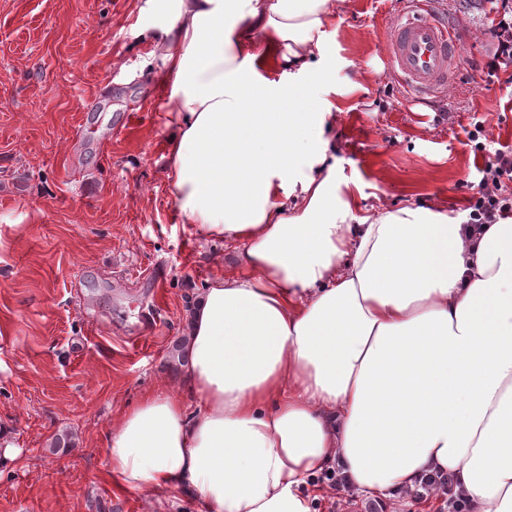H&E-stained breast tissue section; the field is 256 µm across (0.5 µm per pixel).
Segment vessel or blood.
Segmentation results:
<instances>
[{"instance_id": "vessel-or-blood-1", "label": "vessel or blood", "mask_w": 512, "mask_h": 512, "mask_svg": "<svg viewBox=\"0 0 512 512\" xmlns=\"http://www.w3.org/2000/svg\"><path fill=\"white\" fill-rule=\"evenodd\" d=\"M435 0H406L388 29L385 54L394 75L409 90L428 97L453 81L461 42L457 28L439 18Z\"/></svg>"}]
</instances>
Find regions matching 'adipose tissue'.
Segmentation results:
<instances>
[{
    "instance_id": "adipose-tissue-1",
    "label": "adipose tissue",
    "mask_w": 512,
    "mask_h": 512,
    "mask_svg": "<svg viewBox=\"0 0 512 512\" xmlns=\"http://www.w3.org/2000/svg\"><path fill=\"white\" fill-rule=\"evenodd\" d=\"M156 2L170 191L200 239L233 245L239 272L187 311L184 387L107 430L115 491L313 512L307 481L332 468L383 498L442 471L476 512H512V216L354 218L305 101L333 0ZM260 34L292 79L259 76ZM306 160L321 173L300 174Z\"/></svg>"
}]
</instances>
